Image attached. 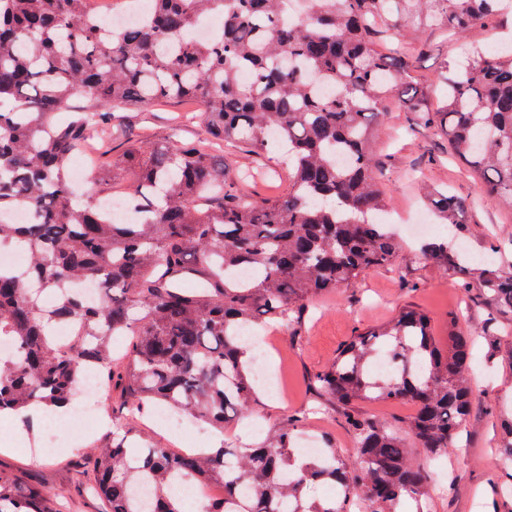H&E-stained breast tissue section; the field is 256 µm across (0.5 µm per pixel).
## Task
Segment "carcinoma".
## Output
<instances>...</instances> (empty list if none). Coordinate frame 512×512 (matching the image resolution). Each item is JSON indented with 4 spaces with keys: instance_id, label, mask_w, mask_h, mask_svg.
<instances>
[{
    "instance_id": "carcinoma-1",
    "label": "carcinoma",
    "mask_w": 512,
    "mask_h": 512,
    "mask_svg": "<svg viewBox=\"0 0 512 512\" xmlns=\"http://www.w3.org/2000/svg\"><path fill=\"white\" fill-rule=\"evenodd\" d=\"M402 5L412 27L437 25L462 38L500 11L504 0H307L304 21L284 19L287 0H149L148 21L109 29L90 19L94 0H0V218L23 204L27 224L0 221V248L31 257L27 269H0V414L25 419L32 406L70 403L88 371L112 370L120 414L149 400L224 428L256 400L252 343L241 335L262 320L296 323L310 298L373 268H391L399 251L382 221L386 191L372 143L389 112L394 80L403 103L477 178L481 192L512 208V53L477 50L447 72V95L431 112L409 81V65L375 37L387 5ZM224 20L217 38L194 36L205 17ZM191 98L205 139L176 133L128 143L121 163L91 173L98 189H72L71 154L90 145L114 109H146ZM253 152L276 148L288 159V192L254 202L224 187L216 145ZM135 174L133 221L101 202L125 170ZM439 223L459 229L468 200L426 193ZM427 258L455 275H478L482 300L512 311V271L463 265L457 250L432 242ZM240 269L247 284L231 278ZM197 280L193 290L184 287ZM92 282L97 302L71 291ZM68 324L61 341L53 328ZM116 336L133 337L112 363ZM416 375L373 371L381 349ZM471 336L451 322L442 349L424 313L403 309L386 325L346 343L311 376L315 398L341 410L355 440L353 459L332 445L298 460L291 415L258 448L173 453L159 445L131 452L126 438L100 446L97 483L110 512H180L177 485L244 484V512H348L351 498L371 512H398L426 493L428 471L408 441L430 459L453 446L468 415ZM408 401L416 414L397 428L360 416L353 403ZM500 468L512 469V419ZM312 483L343 489L340 498L306 503ZM0 512H54L50 498L0 475Z\"/></svg>"
}]
</instances>
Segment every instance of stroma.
Listing matches in <instances>:
<instances>
[{"instance_id": "obj_1", "label": "stroma", "mask_w": 512, "mask_h": 512, "mask_svg": "<svg viewBox=\"0 0 512 512\" xmlns=\"http://www.w3.org/2000/svg\"><path fill=\"white\" fill-rule=\"evenodd\" d=\"M404 47L411 65L412 81L424 92L428 107H436L444 94L440 76L445 68L465 64L472 47L493 55L512 46V12L508 11L473 28L457 42L437 28L410 33L390 25L380 38L381 49ZM186 103H167L148 110H118L112 123L121 133L112 142L113 155L123 151V136L147 128L164 139L172 126L189 112ZM377 151L384 165L387 189L386 212L390 223H412L414 215L426 211L423 186L446 188L471 200L460 235L449 236V245L464 241L469 255L487 259L492 265L512 259V209L481 195L475 176L448 153V142L435 138L417 114L393 91L391 106L382 123ZM286 159L282 153L255 155L244 148L224 149V183L249 199L262 200L288 190ZM401 250L392 269L367 271L356 280L320 295L305 308L299 323L268 328L273 336L267 359L279 375L284 392L277 395L258 389L253 413L218 432L206 424L182 418L181 438L159 426L153 409H144L131 424L130 439L137 444L160 443L175 451L208 448L218 443L244 447L265 439L269 429L288 415L310 410L304 428L338 448H354L355 441L344 417L330 405H316L308 386L310 374L331 365L341 347L355 332L386 324L401 309L413 307L425 313L440 344L448 342V320L457 318L462 329L476 340L472 373L473 403L455 448L442 462H430L422 449H414L416 460L425 462L431 476L447 467L454 479L452 490H435L420 502H408V512H512V501L502 500L503 480L497 464L502 430L501 416L512 410V365L501 351L512 345V312L488 307L474 293L459 286L449 272L425 259L422 239L401 237ZM120 403L119 391L104 382L98 408L89 427L57 421L59 444L54 451L34 452L23 448V438L39 439L43 419L25 428L12 418H1L0 429L10 436L0 441V473L24 486L48 492L55 512H109L107 499L95 491L93 459L97 448L111 440Z\"/></svg>"}]
</instances>
